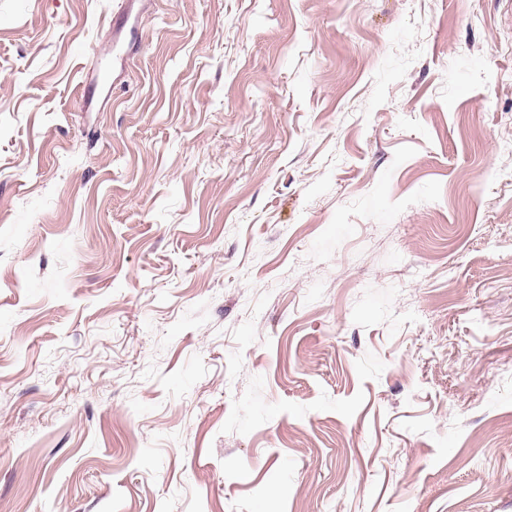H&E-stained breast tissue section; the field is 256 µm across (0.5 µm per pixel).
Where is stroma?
<instances>
[{"instance_id": "stroma-1", "label": "stroma", "mask_w": 512, "mask_h": 512, "mask_svg": "<svg viewBox=\"0 0 512 512\" xmlns=\"http://www.w3.org/2000/svg\"><path fill=\"white\" fill-rule=\"evenodd\" d=\"M0 512H512V0H0Z\"/></svg>"}]
</instances>
